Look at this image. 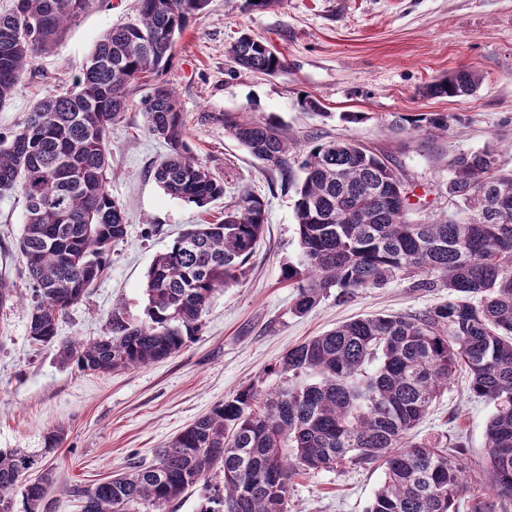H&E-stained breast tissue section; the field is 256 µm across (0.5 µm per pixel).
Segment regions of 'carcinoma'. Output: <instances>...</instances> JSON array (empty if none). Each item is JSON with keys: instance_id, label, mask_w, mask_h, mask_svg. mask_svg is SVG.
I'll list each match as a JSON object with an SVG mask.
<instances>
[{"instance_id": "carcinoma-1", "label": "carcinoma", "mask_w": 512, "mask_h": 512, "mask_svg": "<svg viewBox=\"0 0 512 512\" xmlns=\"http://www.w3.org/2000/svg\"><path fill=\"white\" fill-rule=\"evenodd\" d=\"M0 13V106L13 95L35 57L53 50L90 0H19ZM138 18L97 41L77 90L38 102L11 139H0V194L21 191L23 232L17 252L30 279L29 335L58 347L65 363L84 371L137 369L178 352L202 326L211 296L239 280L267 221V201L250 190L224 206L217 224H192L157 254L147 274L146 318L139 324L112 311L109 333L61 341L58 322L80 302L124 240L126 216L112 198L107 133L121 121L132 84L161 74L175 38L208 0H138ZM36 18L26 40L15 30ZM242 70L273 75L285 59L247 34L227 48ZM479 75L460 70L429 86L448 98L477 90ZM145 129L169 152L154 178L172 198L205 208L224 197V182L193 155L175 92L162 82L141 100ZM444 112L401 114L393 125L427 134L448 132ZM225 132L295 195L301 254L283 268L296 288L293 311L312 310L330 289L348 301L389 281L423 274L417 288L441 282L448 300L419 314L357 318L288 348L280 371L316 379L260 398L252 386L215 405L141 464L66 494L82 512H164L187 489L210 486L201 512H288L292 472L344 461L378 463L384 479L367 512H456L466 467L436 440L416 442L412 430L448 388L461 366L471 391L494 405L485 441L486 469L498 502L476 512H507L512 504V173L495 149L458 155L448 179L452 214L410 218L412 203L395 161L354 140L298 146L273 120L224 117ZM43 455L0 449V512H53L49 474L34 487L22 475Z\"/></svg>"}]
</instances>
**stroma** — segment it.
Wrapping results in <instances>:
<instances>
[{
	"mask_svg": "<svg viewBox=\"0 0 512 512\" xmlns=\"http://www.w3.org/2000/svg\"><path fill=\"white\" fill-rule=\"evenodd\" d=\"M244 2L210 0L177 38L160 76L177 96L193 154L223 179V199L200 208L160 189L153 170L167 146L144 127L145 88L133 90L123 120L108 132L109 189L126 211V236L112 247L100 279L59 322V336L87 339L105 335L113 311L144 320L155 255L188 225L222 219L225 203L242 191L265 197L268 220L244 277L211 297L200 331L178 353L138 369L96 373L61 364L55 348L34 343L31 288L17 254L24 199L17 191L0 196V277L14 289L0 307V448L44 452L46 433L63 429L61 445L43 460L55 512H81L63 486L92 485L130 463H151L158 448L238 390L251 385L266 395L291 385L276 371L289 347L352 319L414 314L448 298L444 285L421 289L406 278L345 304L331 293L309 313L294 314L295 290L282 278L283 266L300 254L293 194L225 133V116L274 118L302 146L348 138L391 156L426 204L413 211L416 220L451 211L443 191L456 154L492 145L499 165L512 169V0H276L261 10ZM137 9V0H90L0 107V135L21 129L40 98L74 90L96 42L112 26L134 21ZM244 32L269 41L284 56L285 70L235 71L226 49ZM462 69L481 76L476 94H429L431 84ZM304 94L319 102L320 113L301 109ZM348 112L366 118L349 123ZM414 112L461 113L465 120L438 137L392 127L394 114ZM492 413L461 371L413 431L418 440L447 442L465 462L468 489L459 512L494 498L484 457ZM383 478L375 464L299 471L288 512H366Z\"/></svg>",
	"mask_w": 512,
	"mask_h": 512,
	"instance_id": "stroma-1",
	"label": "stroma"
}]
</instances>
